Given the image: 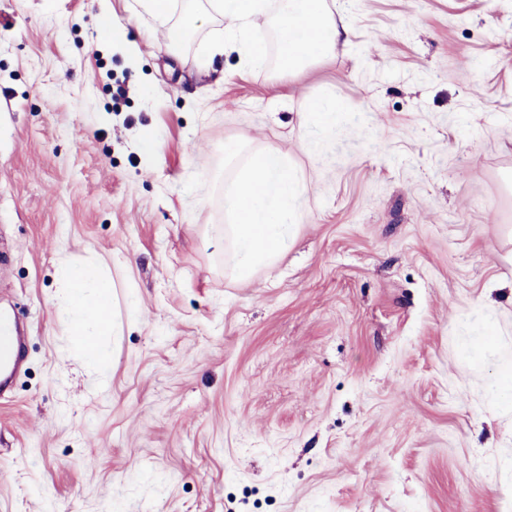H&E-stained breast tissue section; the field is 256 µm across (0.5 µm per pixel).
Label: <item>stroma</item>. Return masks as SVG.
Instances as JSON below:
<instances>
[{
  "label": "stroma",
  "instance_id": "1",
  "mask_svg": "<svg viewBox=\"0 0 512 512\" xmlns=\"http://www.w3.org/2000/svg\"><path fill=\"white\" fill-rule=\"evenodd\" d=\"M109 5L138 61L98 0H0V512H512V0H332L347 38L295 72L201 69L216 26L175 49ZM242 136L304 182L246 280L205 242ZM62 254L110 263L109 372L56 316ZM336 104L327 100H319L308 103L301 115V127L308 129L311 126H319L323 129L332 128L336 123ZM21 346V336L16 335L14 326L8 320L0 318V358L3 362L0 385L2 383V373L6 379L11 371L18 368L21 361Z\"/></svg>",
  "mask_w": 512,
  "mask_h": 512
}]
</instances>
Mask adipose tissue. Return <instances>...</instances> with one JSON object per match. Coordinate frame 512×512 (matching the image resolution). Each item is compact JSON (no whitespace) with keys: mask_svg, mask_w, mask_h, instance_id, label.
Here are the masks:
<instances>
[{"mask_svg":"<svg viewBox=\"0 0 512 512\" xmlns=\"http://www.w3.org/2000/svg\"><path fill=\"white\" fill-rule=\"evenodd\" d=\"M143 9L168 21L172 47H181L188 29L223 21L224 31L209 47L210 55L237 53L249 66L265 61L267 47L255 36L259 18L278 33L277 69L295 71L334 52L340 31L326 0H141ZM225 164H239L236 181L225 193L232 218L223 228L233 246V269L242 279L271 264L288 247L298 218L302 184L296 164L275 148L251 150L246 138L224 146ZM56 278L63 289L57 317L69 335L101 367L109 358L101 337L112 327V283L104 265L90 266L59 258Z\"/></svg>","mask_w":512,"mask_h":512,"instance_id":"adipose-tissue-1","label":"adipose tissue"}]
</instances>
